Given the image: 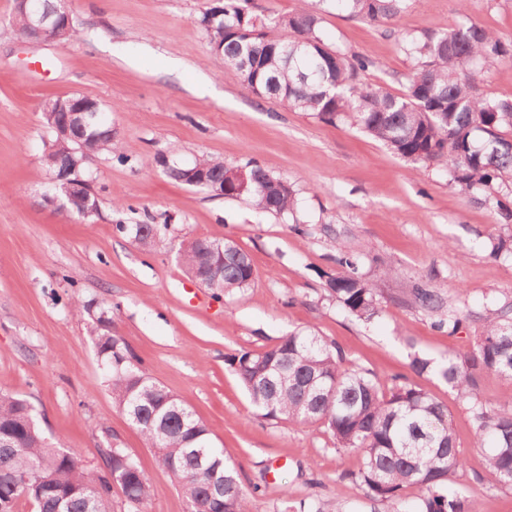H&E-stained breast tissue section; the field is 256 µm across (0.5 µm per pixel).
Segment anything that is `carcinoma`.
Segmentation results:
<instances>
[{
  "mask_svg": "<svg viewBox=\"0 0 512 512\" xmlns=\"http://www.w3.org/2000/svg\"><path fill=\"white\" fill-rule=\"evenodd\" d=\"M416 0H318L319 10L299 9L276 17H259L249 0H223L224 15L206 30L209 41L224 43V66L233 69L252 94L273 98L297 111L313 112L322 121H352L394 154L414 165L439 164L451 186L464 198L481 201L505 224L512 222V97L482 93L477 71L512 58V40L478 22L456 24L444 33L399 41L413 61L405 90L393 93L383 85L363 82L373 65L365 57L331 48L320 31L321 12L330 9L384 24ZM48 146L58 167L66 169L86 158L78 174L89 179L88 166L100 154L119 153L108 126L87 131L81 145L51 135ZM255 182L241 195L257 212L292 215L297 193L288 179L251 162ZM196 169L210 180H221L226 165L201 156L188 165L170 163L168 177L185 183ZM68 209L85 215L99 210V197L75 196ZM161 233L157 224H137L134 239L149 245ZM224 247V271L213 273L208 251ZM184 266L199 283L217 293L243 290L255 279L249 256L231 238L196 239L181 246ZM342 271L327 281L328 292L350 315L370 321L380 314L379 290L360 273L362 256L343 252ZM409 302L429 312L445 307L442 293L417 286ZM87 316L98 354L112 368V399L151 447L178 487L188 512H252L251 497L235 467L218 447L208 428L180 398L154 381L140 367L126 344L90 305L72 303ZM235 373L252 404L265 419L294 424L320 423L331 433L336 449L361 455L360 468L350 477L375 501L403 512L402 497L416 494L413 512H467L464 501L448 493V480L464 469L448 408L410 382L386 393L366 373L343 366L341 351L313 333L293 332L269 350H243L232 360ZM416 375L432 374L469 402L476 425L474 444L485 451L490 478L512 489V401L481 400L479 384L486 375L512 380V317L502 311L487 316L472 349L440 360L416 355ZM25 400L0 392V429L12 430L16 448L0 460V497L11 496L10 474L26 473L46 463L43 482L29 487L25 500L34 512H58L60 498L70 512H84L83 492L105 485L104 468H112L133 512H144L152 497L149 478L123 448L103 451V466L92 469L70 452L51 454L50 445L33 418L24 413Z\"/></svg>",
  "mask_w": 512,
  "mask_h": 512,
  "instance_id": "carcinoma-1",
  "label": "carcinoma"
}]
</instances>
